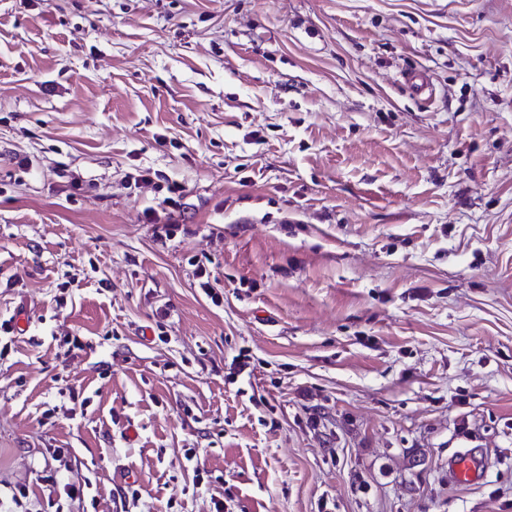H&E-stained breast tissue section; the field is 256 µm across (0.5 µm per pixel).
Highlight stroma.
I'll return each mask as SVG.
<instances>
[{"mask_svg":"<svg viewBox=\"0 0 512 512\" xmlns=\"http://www.w3.org/2000/svg\"><path fill=\"white\" fill-rule=\"evenodd\" d=\"M20 311L0 512H512V0H0ZM486 468L470 452H459L448 462V477L457 484H476L482 481Z\"/></svg>","mask_w":512,"mask_h":512,"instance_id":"1","label":"stroma"}]
</instances>
